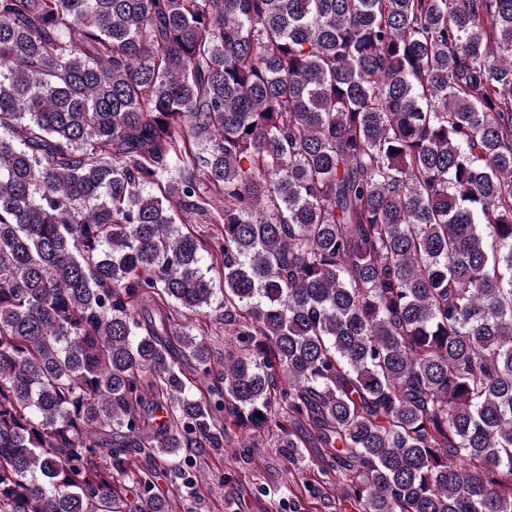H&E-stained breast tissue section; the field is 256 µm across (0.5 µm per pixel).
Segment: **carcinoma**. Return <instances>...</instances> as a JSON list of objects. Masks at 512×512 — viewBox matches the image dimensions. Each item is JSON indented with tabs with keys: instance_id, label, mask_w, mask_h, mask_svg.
Segmentation results:
<instances>
[{
	"instance_id": "cac0c4a2",
	"label": "carcinoma",
	"mask_w": 512,
	"mask_h": 512,
	"mask_svg": "<svg viewBox=\"0 0 512 512\" xmlns=\"http://www.w3.org/2000/svg\"><path fill=\"white\" fill-rule=\"evenodd\" d=\"M232 416L512 512V0H0V512H171ZM209 313H190V319H183V322L190 325L195 334L202 335L207 338L212 349V363L219 369L224 363V356L228 352H234L232 339L224 336V320L219 316V311L214 312L209 309Z\"/></svg>"
}]
</instances>
